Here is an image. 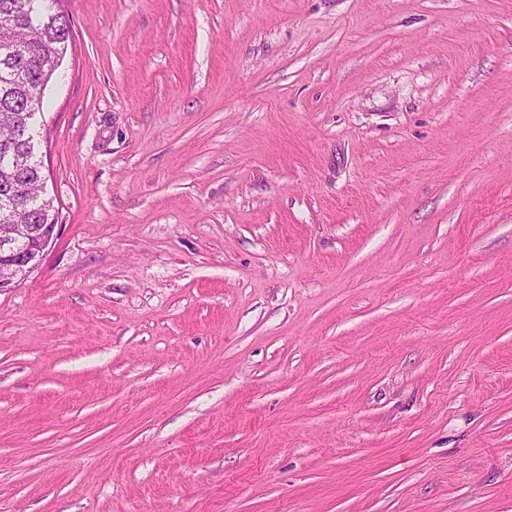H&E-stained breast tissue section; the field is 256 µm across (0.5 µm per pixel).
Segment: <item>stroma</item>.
<instances>
[{"instance_id": "stroma-1", "label": "stroma", "mask_w": 512, "mask_h": 512, "mask_svg": "<svg viewBox=\"0 0 512 512\" xmlns=\"http://www.w3.org/2000/svg\"><path fill=\"white\" fill-rule=\"evenodd\" d=\"M60 7L0 512H512V0Z\"/></svg>"}]
</instances>
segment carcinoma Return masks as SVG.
<instances>
[{"label":"carcinoma","mask_w":512,"mask_h":512,"mask_svg":"<svg viewBox=\"0 0 512 512\" xmlns=\"http://www.w3.org/2000/svg\"><path fill=\"white\" fill-rule=\"evenodd\" d=\"M60 0H0V205L22 204V223L56 224L36 151L23 134L27 110L43 95L67 50L71 29Z\"/></svg>","instance_id":"cac0c4a2"}]
</instances>
